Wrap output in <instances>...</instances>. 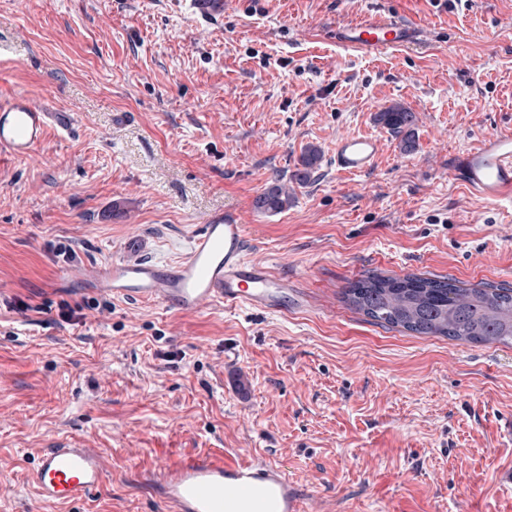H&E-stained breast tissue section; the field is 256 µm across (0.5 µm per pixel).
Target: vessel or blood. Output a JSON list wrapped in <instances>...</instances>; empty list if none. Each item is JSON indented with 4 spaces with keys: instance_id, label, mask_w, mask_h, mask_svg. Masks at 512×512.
<instances>
[{
    "instance_id": "1",
    "label": "vessel or blood",
    "mask_w": 512,
    "mask_h": 512,
    "mask_svg": "<svg viewBox=\"0 0 512 512\" xmlns=\"http://www.w3.org/2000/svg\"><path fill=\"white\" fill-rule=\"evenodd\" d=\"M341 43L379 52L418 39L415 27L401 21L370 18L345 27ZM49 133L48 114L30 96L17 94L0 102V152L29 156ZM379 152L376 137L347 134L333 151L337 171L362 174L373 169ZM448 174L482 202L512 204V133L480 137L469 149L448 160ZM246 224L239 215L216 211L206 215L187 252L172 263L113 258L93 277L113 297L149 300L183 314L219 304L246 307L258 314L305 310L306 295L287 276L251 258ZM32 483L48 504L89 497L102 483L97 457L63 438L38 457ZM160 499L173 512H303V491L285 467L266 460L181 458L155 473Z\"/></svg>"
}]
</instances>
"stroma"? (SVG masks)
<instances>
[{"mask_svg":"<svg viewBox=\"0 0 512 512\" xmlns=\"http://www.w3.org/2000/svg\"><path fill=\"white\" fill-rule=\"evenodd\" d=\"M195 2L0 0V100L28 94L52 122L30 157L0 153V512H167L146 474L202 453L284 465L307 512H512V346L343 299L369 273L512 286V205L448 176L450 155L512 130V0ZM371 16L414 23L418 45L337 42ZM396 103L414 151L375 120ZM348 133L378 138L370 172L333 166ZM310 145L321 166L288 210L256 212ZM216 210L307 311L185 315L59 281L131 238L176 259ZM59 437L95 450L103 481L51 507L27 473Z\"/></svg>","mask_w":512,"mask_h":512,"instance_id":"stroma-1","label":"stroma"}]
</instances>
